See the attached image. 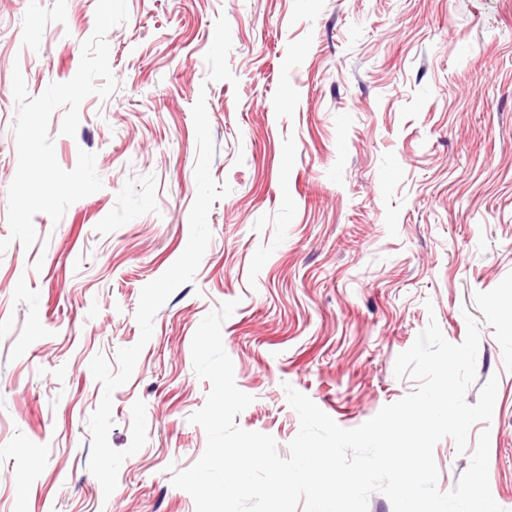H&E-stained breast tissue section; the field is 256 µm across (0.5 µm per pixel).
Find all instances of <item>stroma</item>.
Returning a JSON list of instances; mask_svg holds the SVG:
<instances>
[{
    "label": "stroma",
    "instance_id": "obj_1",
    "mask_svg": "<svg viewBox=\"0 0 512 512\" xmlns=\"http://www.w3.org/2000/svg\"><path fill=\"white\" fill-rule=\"evenodd\" d=\"M97 0H0V239L18 157L12 74L30 96L76 74ZM107 34L118 83L80 108L75 137L49 135L58 163L96 155L102 190L35 244L0 256V512H195L172 484L203 454L191 424L210 390L193 335L222 325L235 382L254 401L235 422L286 448L299 431L287 388L354 429L417 387L395 361L429 320L462 343L480 324L476 379L497 378L489 484L512 512V0H128ZM229 22L234 82L205 54ZM205 97L216 146L212 237L190 284L154 317L129 382L113 395L109 443L147 442L104 496L89 472V368L139 338L140 292L182 254L197 194L192 107ZM450 491L470 456L434 448Z\"/></svg>",
    "mask_w": 512,
    "mask_h": 512
}]
</instances>
